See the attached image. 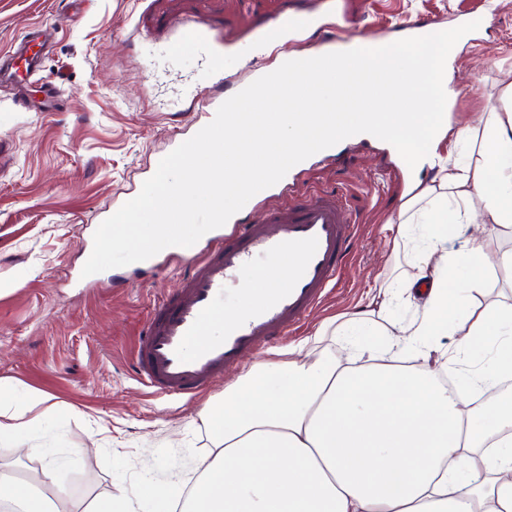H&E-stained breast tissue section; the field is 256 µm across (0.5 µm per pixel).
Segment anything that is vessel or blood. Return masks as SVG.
Masks as SVG:
<instances>
[{
  "label": "vessel or blood",
  "mask_w": 512,
  "mask_h": 512,
  "mask_svg": "<svg viewBox=\"0 0 512 512\" xmlns=\"http://www.w3.org/2000/svg\"><path fill=\"white\" fill-rule=\"evenodd\" d=\"M347 14L323 22L313 15H289L280 27L299 33L323 24L328 31L349 23ZM37 33L29 32L12 51L14 69L32 72L39 58ZM357 215L349 198L332 190L298 194L283 180L264 200L260 223L246 224L230 213L212 217V244L189 247L188 272L180 288L154 306L134 347L135 376L159 397H193L221 379L247 352L273 346L295 333L338 284L355 242ZM288 261L285 288H270L242 315L226 320L224 332L205 338L207 324L224 310V291L257 257Z\"/></svg>",
  "instance_id": "b4317fda"
}]
</instances>
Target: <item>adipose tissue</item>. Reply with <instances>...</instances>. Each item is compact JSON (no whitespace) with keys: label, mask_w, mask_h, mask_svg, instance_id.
<instances>
[{"label":"adipose tissue","mask_w":512,"mask_h":512,"mask_svg":"<svg viewBox=\"0 0 512 512\" xmlns=\"http://www.w3.org/2000/svg\"><path fill=\"white\" fill-rule=\"evenodd\" d=\"M469 33L433 25L419 38L351 43L329 62L283 55L239 88L224 116L219 163L197 166L208 138L177 159L179 182L159 176L134 202L129 222L166 208L188 213L203 191L227 210L261 196L300 155L348 138L373 136L405 151L415 174L394 238L403 247L421 225L420 289L382 283L364 305L323 333L344 336L347 360L305 345L272 365L263 361L210 404L202 419L213 449L196 483L145 484L134 497L95 499L91 512H512V304L489 305L470 325L472 300L487 283V240L468 236L475 219L512 227V103L483 119V162L444 165L434 145L453 128L448 85ZM433 170L423 181V170ZM466 236L464 248L448 242ZM409 320L381 325L399 298ZM468 330L440 353L450 327ZM48 396L0 384V442L39 435ZM0 498L20 512H79L60 492L26 479L0 480Z\"/></svg>","instance_id":"1"}]
</instances>
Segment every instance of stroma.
Masks as SVG:
<instances>
[{
    "label": "stroma",
    "mask_w": 512,
    "mask_h": 512,
    "mask_svg": "<svg viewBox=\"0 0 512 512\" xmlns=\"http://www.w3.org/2000/svg\"><path fill=\"white\" fill-rule=\"evenodd\" d=\"M348 11L368 43L386 41L416 18L463 23L491 11L493 27L471 32L454 64L453 126L477 125L512 83V0H0V53L35 26L53 31L39 72L19 93L0 77V381L49 394L63 407L48 416L37 447L0 443V468L57 488L89 506L101 494L137 493L142 482L186 485L210 448L203 408L257 361L285 360L290 346L367 303L383 281L418 276L413 251L392 239L411 173L370 138L335 157L309 158L298 188L349 195L359 213L354 252L340 283L298 335L244 356L190 401L162 400L134 378L135 335L155 302L179 287L184 262L162 271L131 264L116 249L89 258L113 218L171 162L182 142L214 118L215 75L225 85L270 66L262 35L295 13ZM209 28L205 44L184 42L177 21ZM61 92L41 108V87Z\"/></svg>",
    "instance_id": "1"
}]
</instances>
